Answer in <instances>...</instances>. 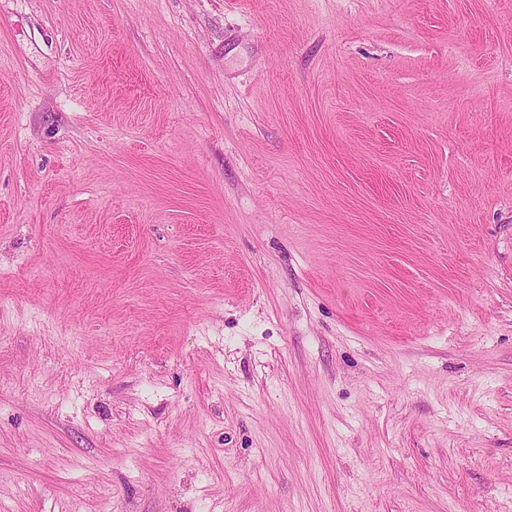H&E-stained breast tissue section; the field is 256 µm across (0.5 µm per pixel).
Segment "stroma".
Listing matches in <instances>:
<instances>
[{"instance_id":"35a3bbf8","label":"stroma","mask_w":512,"mask_h":512,"mask_svg":"<svg viewBox=\"0 0 512 512\" xmlns=\"http://www.w3.org/2000/svg\"><path fill=\"white\" fill-rule=\"evenodd\" d=\"M0 512H512V0H0Z\"/></svg>"}]
</instances>
